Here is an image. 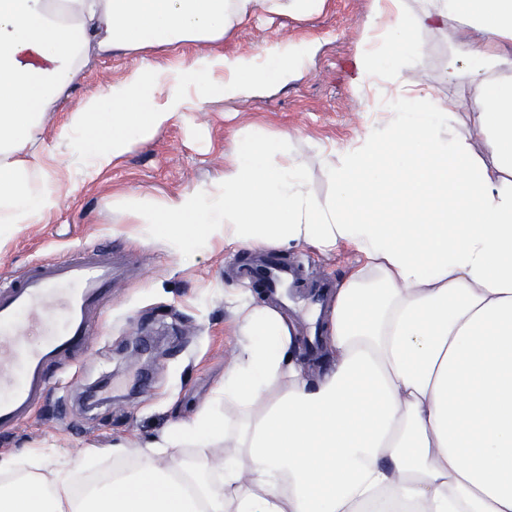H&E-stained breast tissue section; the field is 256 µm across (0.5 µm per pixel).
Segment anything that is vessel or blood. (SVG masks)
Here are the masks:
<instances>
[{
    "label": "vessel or blood",
    "instance_id": "vessel-or-blood-1",
    "mask_svg": "<svg viewBox=\"0 0 512 512\" xmlns=\"http://www.w3.org/2000/svg\"><path fill=\"white\" fill-rule=\"evenodd\" d=\"M119 262L111 248L92 247L73 257L40 260L18 278L0 281V429L24 422L43 396L50 364L85 349L96 315L109 304ZM277 292L296 269L269 264L241 268ZM42 320L43 340L24 339L27 322Z\"/></svg>",
    "mask_w": 512,
    "mask_h": 512
}]
</instances>
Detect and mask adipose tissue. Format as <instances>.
<instances>
[{
    "label": "adipose tissue",
    "mask_w": 512,
    "mask_h": 512,
    "mask_svg": "<svg viewBox=\"0 0 512 512\" xmlns=\"http://www.w3.org/2000/svg\"><path fill=\"white\" fill-rule=\"evenodd\" d=\"M325 2L0 0V225L59 208L61 146L97 174L214 96L259 99L297 81L315 43L228 54L224 39L249 18ZM451 22L448 69L469 82L439 102L403 73L423 55L419 32ZM363 40L354 89L397 92L388 120L320 155L328 194L312 190L285 132L243 139L211 184L112 195L113 214L175 247L357 252L325 313L328 365L309 362L278 306L227 297L238 352L224 413L202 409L165 443L195 458L161 465L165 445L153 444L79 489L46 452L0 457V512H512V0H372ZM188 44L189 66L149 60ZM112 55L142 63L64 114L47 144L73 85ZM219 441L216 468L205 450Z\"/></svg>",
    "instance_id": "adipose-tissue-1"
}]
</instances>
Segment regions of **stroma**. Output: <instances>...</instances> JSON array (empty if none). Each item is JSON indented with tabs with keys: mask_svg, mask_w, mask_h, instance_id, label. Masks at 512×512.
I'll list each match as a JSON object with an SVG mask.
<instances>
[{
	"mask_svg": "<svg viewBox=\"0 0 512 512\" xmlns=\"http://www.w3.org/2000/svg\"><path fill=\"white\" fill-rule=\"evenodd\" d=\"M370 6L371 0H327L321 11L299 18L260 17L240 25L225 40L226 53L256 54L280 38L317 41L304 77L264 99H214L205 111L187 113L94 179H84L80 164L70 161L61 206L48 221L0 231V277L106 244L122 253L129 267L127 278L113 287L112 302L86 351L51 367L31 418L0 431L1 456L52 448L56 459L75 465L78 480L94 479L111 469L113 449L133 460L135 447L160 441L210 403L236 344L224 293L239 288L232 268L249 253L234 247L177 253L164 239L120 223L112 214V193L163 197L209 182L223 168L235 131L245 137L293 133V149L307 162L319 152L351 145L376 118L363 111L350 82L364 48ZM419 37L425 52L405 79L429 86L438 99L464 95L467 77L448 74L452 29L424 30ZM135 63L129 56L95 62L63 110L100 93ZM271 254L299 267L307 281L340 283L358 263L351 250L325 255L306 244Z\"/></svg>",
	"mask_w": 512,
	"mask_h": 512,
	"instance_id": "35a3bbf8",
	"label": "stroma"
}]
</instances>
